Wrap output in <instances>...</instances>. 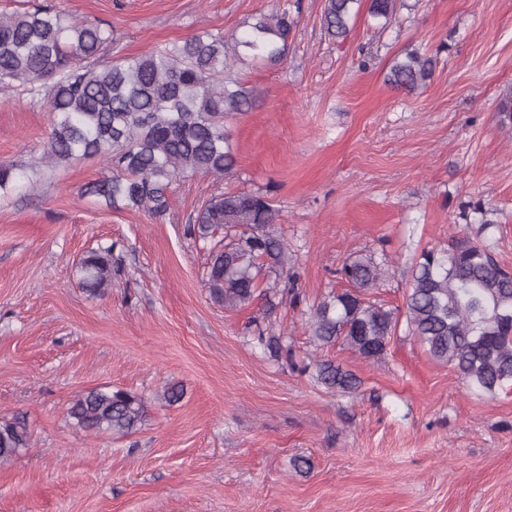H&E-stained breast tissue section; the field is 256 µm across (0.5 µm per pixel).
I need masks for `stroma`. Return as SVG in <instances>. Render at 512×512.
<instances>
[{
  "instance_id": "1",
  "label": "stroma",
  "mask_w": 512,
  "mask_h": 512,
  "mask_svg": "<svg viewBox=\"0 0 512 512\" xmlns=\"http://www.w3.org/2000/svg\"><path fill=\"white\" fill-rule=\"evenodd\" d=\"M111 22L113 54L135 56L198 29L231 32L260 12L298 20L286 60L236 68L260 94L227 121L235 168L174 183L159 218L85 196L106 175L88 159L42 162L51 116L0 86V162L28 166L35 189L0 197V418L24 419L30 445L0 465V512H512V389L478 397L411 335L382 359L309 339L310 312L341 289L359 254L388 259L376 292L402 305L415 258L476 235L479 217L512 269V0H406L381 28L367 11L340 42L324 0H54ZM436 57L427 86L387 76L412 52ZM251 190L279 210L295 251L297 303L256 299L229 312L204 286L208 245L184 227L212 197ZM115 243L111 288L89 296L76 261ZM273 326L293 347L255 341ZM329 358L362 385L319 384ZM184 388L172 405L165 386ZM110 385L145 398L134 433L75 426L77 394ZM309 460V473L293 468Z\"/></svg>"
}]
</instances>
